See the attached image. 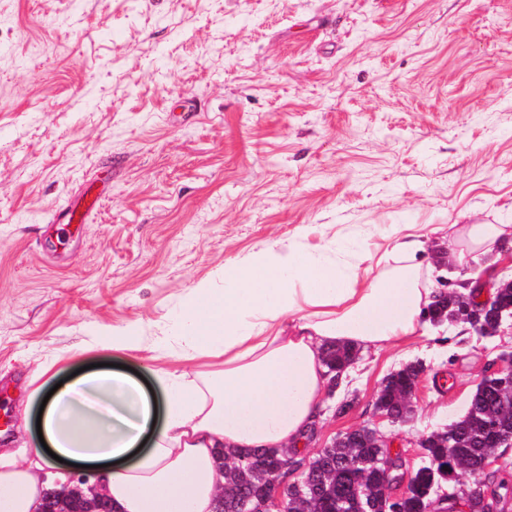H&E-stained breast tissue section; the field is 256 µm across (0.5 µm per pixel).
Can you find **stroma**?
<instances>
[{"instance_id":"1","label":"stroma","mask_w":512,"mask_h":512,"mask_svg":"<svg viewBox=\"0 0 512 512\" xmlns=\"http://www.w3.org/2000/svg\"><path fill=\"white\" fill-rule=\"evenodd\" d=\"M466 224L512 225V0H0V440H29L47 360L111 362L97 327L141 328V379L171 368L186 289L253 251L363 272L410 231L433 288ZM510 352L448 325L359 352L305 456L375 424L410 473ZM415 361L411 421L376 423Z\"/></svg>"}]
</instances>
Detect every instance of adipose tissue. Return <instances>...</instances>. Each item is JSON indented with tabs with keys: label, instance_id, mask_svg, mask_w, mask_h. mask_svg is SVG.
I'll use <instances>...</instances> for the list:
<instances>
[{
	"label": "adipose tissue",
	"instance_id": "obj_1",
	"mask_svg": "<svg viewBox=\"0 0 512 512\" xmlns=\"http://www.w3.org/2000/svg\"><path fill=\"white\" fill-rule=\"evenodd\" d=\"M512 236L506 224L467 225L442 262L465 267ZM419 241L396 244L376 276L268 248L235 266L224 290L188 288L173 350L180 369L153 372L156 396L122 371H91L54 391L42 446L0 451V512H37L45 491L71 487L77 466L120 512H213L224 479L217 449L277 448L317 416L323 351L374 348L423 331L433 291ZM139 360L141 336L106 327L93 342Z\"/></svg>",
	"mask_w": 512,
	"mask_h": 512
}]
</instances>
